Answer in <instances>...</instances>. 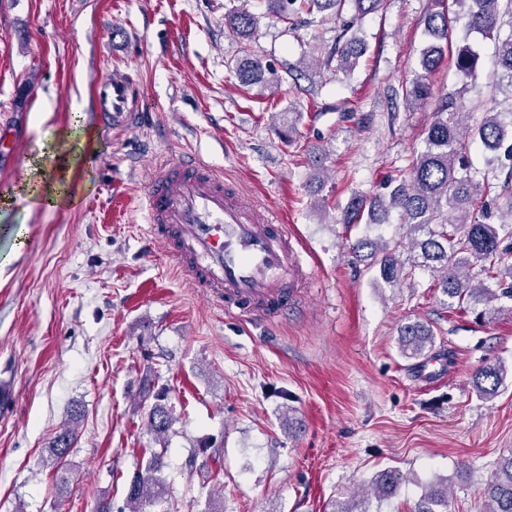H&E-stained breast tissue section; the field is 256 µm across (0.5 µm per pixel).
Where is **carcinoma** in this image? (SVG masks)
Instances as JSON below:
<instances>
[{"label":"carcinoma","instance_id":"obj_1","mask_svg":"<svg viewBox=\"0 0 512 512\" xmlns=\"http://www.w3.org/2000/svg\"><path fill=\"white\" fill-rule=\"evenodd\" d=\"M352 3L355 16L363 18L377 12L383 0H266L267 12L282 20L304 10L330 11L341 15L346 3ZM459 7L449 16L446 0H434L436 9L425 20L430 44L423 50L420 67L423 74L403 89L409 105L425 101L431 95L426 82L428 74L437 69L449 49L452 24L461 23L469 34L496 41L499 82H507L512 91V34L500 37L501 18L512 17V0H453ZM259 17L241 6L224 15L225 25L242 36L256 29ZM362 47L355 40L336 45L333 55L339 68L350 71L361 56ZM455 67L473 90H478L480 55L469 44L457 48ZM245 84L268 83L279 80L276 70L261 60L246 57L236 65ZM480 142L495 152L494 160L504 179L491 182L489 174L473 169L468 162L470 145ZM424 149L416 156L409 175L390 178L382 184L383 192L370 199L351 202L342 212L341 223L359 224L363 218L377 220L384 209L396 212L407 228L408 246L419 251L418 261L411 267L399 259L402 242L379 243L361 238L350 244V250L362 261L371 260L380 278L397 286L418 267L441 274L442 293L458 304H485L484 317L495 313L493 302L512 301V264H503L507 250L501 248L499 230L512 227V111L500 112L491 106L476 126L465 122V113L456 94L446 93L438 100L433 120L426 131ZM495 194L504 200L505 212L496 214L487 207L485 196ZM481 263V271L493 281L488 285L480 280L473 283L467 270ZM398 344L403 354L413 358L428 354L435 346L432 331L420 322H405L399 327ZM506 376L505 365L490 362L474 375L478 392L486 399L497 395ZM155 403L148 415L150 432L159 442L170 429L173 416L164 404L165 391L153 394ZM74 440V430L63 428L49 448L51 461L62 462ZM163 453L153 450L146 461L145 471H138L128 485L124 505L119 512H149L158 505L166 486L161 477ZM403 476L396 470L382 471L368 488L381 497L397 490ZM480 512H512V453L500 457L493 479L478 492ZM416 512H448V486L431 484L427 487Z\"/></svg>","mask_w":512,"mask_h":512}]
</instances>
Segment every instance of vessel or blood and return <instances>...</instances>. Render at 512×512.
Returning <instances> with one entry per match:
<instances>
[{
	"label": "vessel or blood",
	"instance_id": "vessel-or-blood-1",
	"mask_svg": "<svg viewBox=\"0 0 512 512\" xmlns=\"http://www.w3.org/2000/svg\"><path fill=\"white\" fill-rule=\"evenodd\" d=\"M96 117L105 128H140L139 88L113 72L96 90ZM150 236L175 268L228 313L271 319L294 304L306 276L286 225L226 183L206 161L187 157L156 166L145 193Z\"/></svg>",
	"mask_w": 512,
	"mask_h": 512
}]
</instances>
